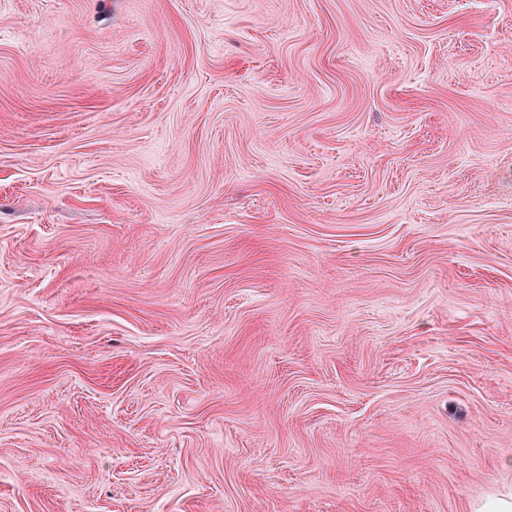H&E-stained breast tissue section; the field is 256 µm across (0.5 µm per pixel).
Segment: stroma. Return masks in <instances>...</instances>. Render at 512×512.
I'll use <instances>...</instances> for the list:
<instances>
[{
  "mask_svg": "<svg viewBox=\"0 0 512 512\" xmlns=\"http://www.w3.org/2000/svg\"><path fill=\"white\" fill-rule=\"evenodd\" d=\"M512 490V0H0V512Z\"/></svg>",
  "mask_w": 512,
  "mask_h": 512,
  "instance_id": "obj_1",
  "label": "stroma"
}]
</instances>
